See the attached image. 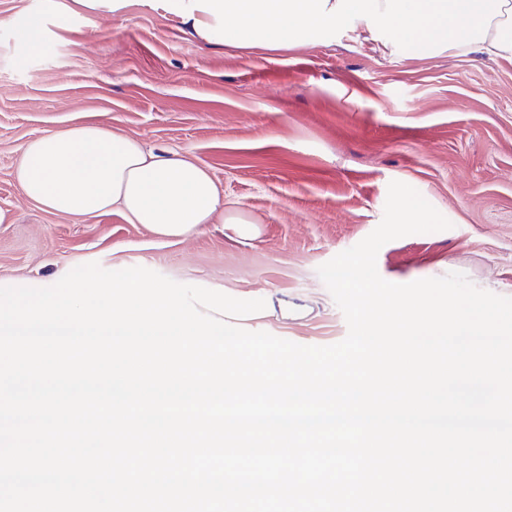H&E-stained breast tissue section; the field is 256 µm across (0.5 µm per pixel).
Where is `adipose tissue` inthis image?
Segmentation results:
<instances>
[{
	"label": "adipose tissue",
	"instance_id": "adipose-tissue-1",
	"mask_svg": "<svg viewBox=\"0 0 512 512\" xmlns=\"http://www.w3.org/2000/svg\"><path fill=\"white\" fill-rule=\"evenodd\" d=\"M166 12L215 45L293 48L316 43L354 21L387 33L414 56L447 50L512 60V0H162ZM126 0H42L20 29L39 50L48 17L83 21L120 14ZM23 194L73 217L119 208L132 223L168 238L222 224L240 237L253 222L225 213L209 173L192 160L146 150L121 131L83 124L29 141L16 169Z\"/></svg>",
	"mask_w": 512,
	"mask_h": 512
}]
</instances>
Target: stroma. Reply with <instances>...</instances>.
<instances>
[{
	"instance_id": "obj_1",
	"label": "stroma",
	"mask_w": 512,
	"mask_h": 512,
	"mask_svg": "<svg viewBox=\"0 0 512 512\" xmlns=\"http://www.w3.org/2000/svg\"><path fill=\"white\" fill-rule=\"evenodd\" d=\"M40 0H0V287L55 284L90 262L144 267L215 291L265 294L247 320L301 345L345 338L343 313L317 269L381 222L390 182L417 190L448 230L385 244L377 269L404 284L464 273L512 297V62L455 50L423 58L339 31L292 49L213 46L161 0H128L88 24L45 23L40 50L15 32ZM95 123L206 169L225 212L184 239L154 235L120 211L75 218L27 199L23 148Z\"/></svg>"
}]
</instances>
